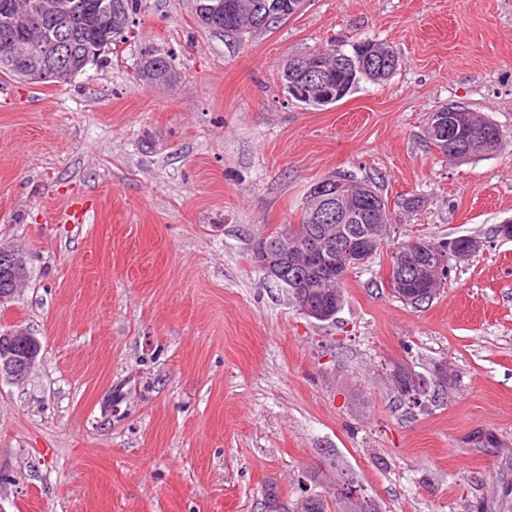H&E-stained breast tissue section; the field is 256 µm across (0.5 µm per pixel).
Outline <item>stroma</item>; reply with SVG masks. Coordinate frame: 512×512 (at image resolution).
<instances>
[{"label":"stroma","instance_id":"stroma-1","mask_svg":"<svg viewBox=\"0 0 512 512\" xmlns=\"http://www.w3.org/2000/svg\"><path fill=\"white\" fill-rule=\"evenodd\" d=\"M332 39L399 66L287 102L281 66ZM148 49L173 84L137 79ZM446 105L512 138V0H309L240 40L144 0L108 64L0 73V244L29 258L0 329L42 343L0 383V512H262L316 469L372 512H512V149L444 156L426 128ZM333 172L371 181L392 224L320 322L253 252ZM459 236L484 247L429 303L386 288L391 246ZM399 364L431 380L425 408L400 402Z\"/></svg>","mask_w":512,"mask_h":512}]
</instances>
